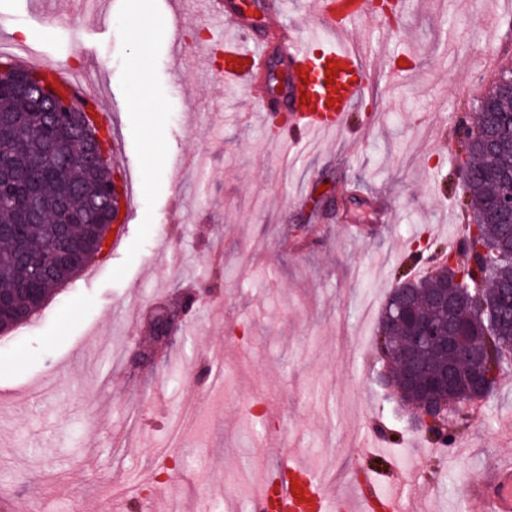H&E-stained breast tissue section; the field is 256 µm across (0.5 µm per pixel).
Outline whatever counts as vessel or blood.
I'll list each match as a JSON object with an SVG mask.
<instances>
[{
  "label": "vessel or blood",
  "instance_id": "1",
  "mask_svg": "<svg viewBox=\"0 0 512 512\" xmlns=\"http://www.w3.org/2000/svg\"><path fill=\"white\" fill-rule=\"evenodd\" d=\"M315 14L327 25V42H299L289 55L279 94L267 96L270 109L264 117L276 121L277 138L283 142H299L320 131L344 130L366 89L365 66L345 38L364 18L365 0H315ZM233 28L223 44V69H208L204 75L250 87L257 77L271 76V48L244 28ZM332 61L340 71L331 81L326 72ZM48 72L55 85L68 90L69 103L111 123V114L100 113L97 98L85 86L57 67H49ZM305 95L310 98L306 104L301 101ZM408 508L404 481L382 491L370 479L357 497L340 500L327 495L321 475L290 455L282 457L275 473L261 481L251 501V512H407ZM465 512H512V459L493 465L484 486L468 496Z\"/></svg>",
  "mask_w": 512,
  "mask_h": 512
}]
</instances>
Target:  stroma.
Listing matches in <instances>:
<instances>
[{
  "instance_id": "35a3bbf8",
  "label": "stroma",
  "mask_w": 512,
  "mask_h": 512,
  "mask_svg": "<svg viewBox=\"0 0 512 512\" xmlns=\"http://www.w3.org/2000/svg\"><path fill=\"white\" fill-rule=\"evenodd\" d=\"M28 2L0 0V49L83 57L131 206L95 278L0 336V512L15 499L27 512H247L283 438L333 494L370 473L355 449L374 427L399 437L385 458L407 493L455 506L512 456V380L451 457L375 381L395 271L421 278L418 243L443 251L467 233L456 132L489 62L512 51V0H415L388 42L361 20L348 40L368 51L367 89L348 134L296 143L270 133L250 88L198 82L190 32L221 37L200 9L176 20L165 0H99L96 21L73 0ZM286 2L245 24L274 48L325 37L314 0ZM188 293L199 301L161 366L137 368L154 308Z\"/></svg>"
}]
</instances>
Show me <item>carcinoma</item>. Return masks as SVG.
<instances>
[{"mask_svg":"<svg viewBox=\"0 0 512 512\" xmlns=\"http://www.w3.org/2000/svg\"><path fill=\"white\" fill-rule=\"evenodd\" d=\"M477 111L489 114L496 145L488 148L481 134L463 136L468 154V192L463 210L479 224V234L470 240L473 254L468 262L457 261L456 269L464 275L470 290L456 294L458 301L449 313L434 308L424 318L442 320L447 316L465 326L473 311L484 305L500 310L501 333L484 349L495 386L503 372V346L512 343V309L508 307L512 252L508 226L495 205L512 178V93L493 79L477 99ZM28 161L40 167L35 200H30L26 183L0 181V291L13 294L19 310L28 306L23 289L41 288L50 297L78 276L83 264L96 253L98 235L105 231V225L89 223L87 208L112 185L113 175L110 163L93 165L84 160L80 136L47 130L25 91L0 92V163L18 171ZM63 228L72 245L67 262L57 259ZM395 312L391 295L382 313L377 345L400 349L409 344L401 319L387 326L389 315ZM155 317L170 319L174 327L182 326L181 308L174 303L157 307Z\"/></svg>","mask_w":512,"mask_h":512,"instance_id":"obj_1","label":"carcinoma"}]
</instances>
